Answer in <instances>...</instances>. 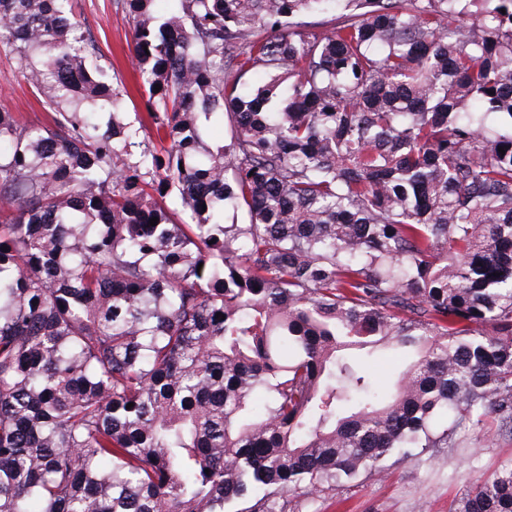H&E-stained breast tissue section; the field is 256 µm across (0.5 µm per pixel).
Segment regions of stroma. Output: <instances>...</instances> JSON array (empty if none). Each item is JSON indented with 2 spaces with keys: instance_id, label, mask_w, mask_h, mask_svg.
Here are the masks:
<instances>
[{
  "instance_id": "obj_1",
  "label": "stroma",
  "mask_w": 512,
  "mask_h": 512,
  "mask_svg": "<svg viewBox=\"0 0 512 512\" xmlns=\"http://www.w3.org/2000/svg\"><path fill=\"white\" fill-rule=\"evenodd\" d=\"M85 35L101 53L110 82L133 86L130 65V19L116 0H73ZM44 93L22 74L16 54L0 45V111L26 120L44 118ZM493 420L460 435L449 457L434 454L424 464H392L384 478L361 480L318 499L312 512H453L455 503L475 481L491 478L512 459V440L495 437Z\"/></svg>"
}]
</instances>
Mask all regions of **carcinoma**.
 I'll return each instance as SVG.
<instances>
[{
    "label": "carcinoma",
    "mask_w": 512,
    "mask_h": 512,
    "mask_svg": "<svg viewBox=\"0 0 512 512\" xmlns=\"http://www.w3.org/2000/svg\"><path fill=\"white\" fill-rule=\"evenodd\" d=\"M119 2L144 117L0 0L49 108L0 112V512H306L512 436V0Z\"/></svg>",
    "instance_id": "carcinoma-1"
}]
</instances>
